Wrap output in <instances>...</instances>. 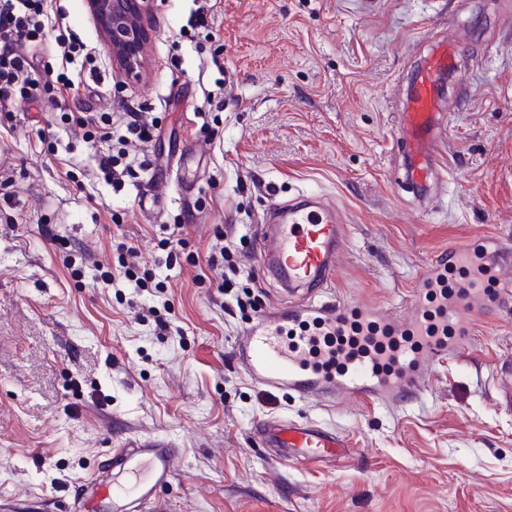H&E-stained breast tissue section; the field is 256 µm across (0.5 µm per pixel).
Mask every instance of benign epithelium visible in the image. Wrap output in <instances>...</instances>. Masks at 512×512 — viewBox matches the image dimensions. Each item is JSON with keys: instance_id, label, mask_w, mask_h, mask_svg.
Segmentation results:
<instances>
[{"instance_id": "7a95c632", "label": "benign epithelium", "mask_w": 512, "mask_h": 512, "mask_svg": "<svg viewBox=\"0 0 512 512\" xmlns=\"http://www.w3.org/2000/svg\"><path fill=\"white\" fill-rule=\"evenodd\" d=\"M104 44L118 71L132 75L141 64L144 43L151 36L145 21L152 0H86Z\"/></svg>"}]
</instances>
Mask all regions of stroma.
<instances>
[{"label":"stroma","instance_id":"obj_1","mask_svg":"<svg viewBox=\"0 0 512 512\" xmlns=\"http://www.w3.org/2000/svg\"><path fill=\"white\" fill-rule=\"evenodd\" d=\"M48 13L93 64L66 62L47 27L31 49L51 72L42 106H0V497L71 502L111 449L161 436L179 454L146 512H512V412L495 386L512 312L478 319L464 356L405 402L304 399L235 356L285 299L254 255L273 201L316 192L340 211L345 303L402 310L435 252L512 242V0H154L123 80L85 0ZM465 32L449 164L423 195L394 147L397 114L430 43ZM129 109L157 126L152 142L119 145ZM85 116L114 140L86 139ZM122 148L150 169L116 189L97 158ZM173 224L186 244L170 263ZM221 233L265 292L255 306L224 308L207 264ZM126 246L159 287L118 277ZM266 418L335 429L348 462L275 458L251 434Z\"/></svg>","mask_w":512,"mask_h":512}]
</instances>
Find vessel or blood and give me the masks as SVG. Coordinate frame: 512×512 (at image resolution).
I'll return each mask as SVG.
<instances>
[{"label":"vessel or blood","mask_w":512,"mask_h":512,"mask_svg":"<svg viewBox=\"0 0 512 512\" xmlns=\"http://www.w3.org/2000/svg\"><path fill=\"white\" fill-rule=\"evenodd\" d=\"M454 61V50L447 44L424 60L400 116L397 146L409 160L410 179L417 183L442 169L437 87ZM272 216L271 225L259 234L256 257L290 299L259 315L238 344L243 369L263 386L303 398H413L424 388L432 365L451 354L444 337L423 334L430 312L424 296L439 280L469 264L483 267L493 279L489 293L455 284L443 304L440 323L465 339L476 318L495 317L512 300V246L495 237L430 258L403 312L324 299L325 290L335 284L344 236L339 212L314 197L274 205ZM495 378L499 407L512 411L511 359L498 362ZM252 430L261 447L275 449L286 460L338 464L350 454L344 437L308 420L269 419L254 423ZM176 453L160 440L113 450L77 487L73 512L140 510L169 482Z\"/></svg>","instance_id":"1"}]
</instances>
